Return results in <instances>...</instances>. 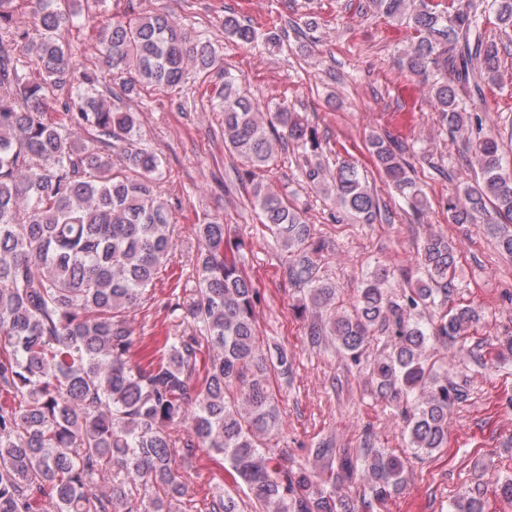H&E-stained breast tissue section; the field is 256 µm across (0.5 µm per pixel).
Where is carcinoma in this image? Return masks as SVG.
<instances>
[{
    "mask_svg": "<svg viewBox=\"0 0 512 512\" xmlns=\"http://www.w3.org/2000/svg\"><path fill=\"white\" fill-rule=\"evenodd\" d=\"M73 0H0V512H189L183 468L195 449L220 457L246 488L252 512H370L403 483L405 462L365 433L356 454L339 460V482L361 474L354 501L309 469L288 464L278 435L275 388L291 373L288 352L271 358L258 336L255 310L263 293L240 267L247 248L229 225H195L197 286L165 305L173 316L159 357L131 360L136 338L127 313L150 299L176 246L172 204L158 190L163 160L142 141L134 112H119L97 90V75L74 89L75 63L58 32L74 25ZM34 27L14 25L22 4ZM361 9L410 31L399 51L401 75L427 87L442 125L465 136L475 179L448 198L454 224H502L499 247L512 255V159L476 115L480 81L496 82L509 46L483 35L489 21L512 31V0L484 10L472 0H366ZM224 39L258 45L254 23L224 15ZM102 63L122 95L172 91L188 66L209 73L219 48L168 15L122 18L99 30ZM32 57L23 72L17 49ZM213 98L222 113L224 150L243 162L250 203L285 253L288 279L306 289L325 317L309 326L351 364L383 337L389 352L373 366L380 393L405 398L393 415L414 456L448 445V407L468 399L465 386L439 375L425 358L446 348L478 319L448 308L455 250L447 237L423 244L421 275L398 294L389 271L366 279L349 313H336V288L314 260L322 246L306 209L259 180L293 143L307 159L305 175L362 224L389 212L351 163L330 170L317 129L288 103L261 104L228 69L216 72ZM56 117H51V113ZM367 149L412 215L429 209L406 158L410 147L385 133ZM434 310L428 324L421 313ZM108 473L112 486L98 478ZM454 512H484V490L469 487ZM210 512H244L222 491Z\"/></svg>",
    "mask_w": 512,
    "mask_h": 512,
    "instance_id": "obj_1",
    "label": "carcinoma"
}]
</instances>
